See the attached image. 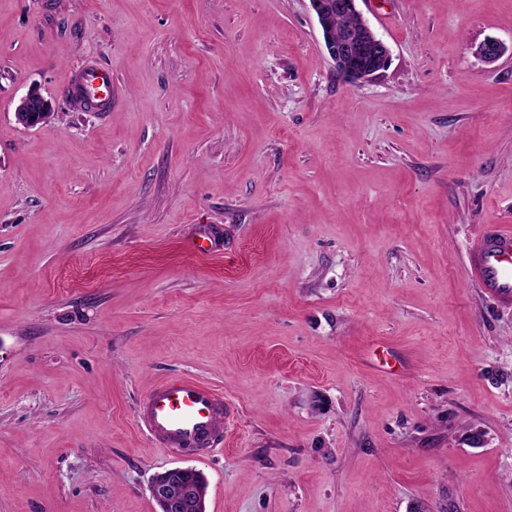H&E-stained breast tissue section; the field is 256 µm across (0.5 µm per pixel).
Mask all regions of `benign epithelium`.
Wrapping results in <instances>:
<instances>
[{"label":"benign epithelium","instance_id":"obj_1","mask_svg":"<svg viewBox=\"0 0 512 512\" xmlns=\"http://www.w3.org/2000/svg\"><path fill=\"white\" fill-rule=\"evenodd\" d=\"M358 0H310L322 32L324 47L336 70L352 81L368 80L384 70L390 49L358 9ZM342 20L343 33L336 36V20ZM505 53L496 39L488 38L474 49L483 62L493 64ZM17 121L26 126L43 125L51 117V103L39 92L31 91L16 107ZM174 469L155 475L150 484L152 499L161 512H204L196 489L171 478Z\"/></svg>","mask_w":512,"mask_h":512}]
</instances>
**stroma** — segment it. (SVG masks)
Returning <instances> with one entry per match:
<instances>
[{"label": "stroma", "instance_id": "stroma-1", "mask_svg": "<svg viewBox=\"0 0 512 512\" xmlns=\"http://www.w3.org/2000/svg\"><path fill=\"white\" fill-rule=\"evenodd\" d=\"M358 6L351 82L309 0H0V512H159L184 465L206 512H512V309L464 277L512 225V0ZM177 375L232 407L211 455L139 427ZM324 47L336 70L352 81L368 80L384 70L390 49L358 9V0H309ZM341 19L343 33H341ZM76 86L79 87L86 105L102 107L112 105V69L103 66H91L79 75ZM51 103L39 92L31 91L20 100L16 107L17 121L23 126L43 125L51 117Z\"/></svg>", "mask_w": 512, "mask_h": 512}]
</instances>
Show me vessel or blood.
<instances>
[{
	"label": "vessel or blood",
	"instance_id": "1",
	"mask_svg": "<svg viewBox=\"0 0 512 512\" xmlns=\"http://www.w3.org/2000/svg\"><path fill=\"white\" fill-rule=\"evenodd\" d=\"M77 85L86 105L101 107L112 100V70L84 69ZM467 281L504 308L512 307V228L485 230L467 245ZM230 417L223 395L189 376L161 381L139 401L138 420L152 442L170 452L194 453L224 442Z\"/></svg>",
	"mask_w": 512,
	"mask_h": 512
}]
</instances>
